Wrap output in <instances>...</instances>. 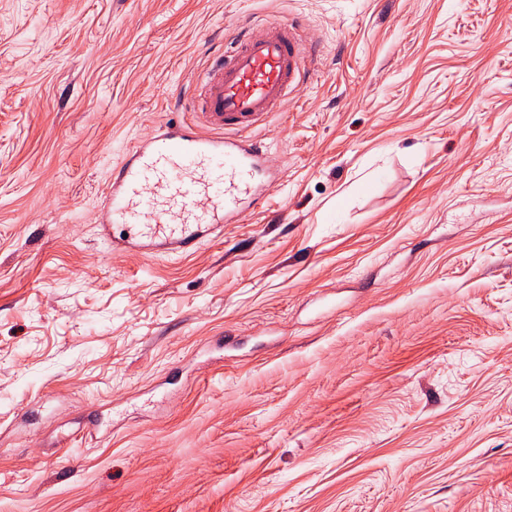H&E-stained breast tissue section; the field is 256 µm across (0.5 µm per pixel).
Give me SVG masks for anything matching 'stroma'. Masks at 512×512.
<instances>
[{"mask_svg": "<svg viewBox=\"0 0 512 512\" xmlns=\"http://www.w3.org/2000/svg\"><path fill=\"white\" fill-rule=\"evenodd\" d=\"M279 20L273 189L109 253L113 166ZM0 512H512V0H0Z\"/></svg>", "mask_w": 512, "mask_h": 512, "instance_id": "35a3bbf8", "label": "stroma"}]
</instances>
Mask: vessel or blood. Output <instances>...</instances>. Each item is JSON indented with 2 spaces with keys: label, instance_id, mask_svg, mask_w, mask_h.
Here are the masks:
<instances>
[{
  "label": "vessel or blood",
  "instance_id": "obj_1",
  "mask_svg": "<svg viewBox=\"0 0 512 512\" xmlns=\"http://www.w3.org/2000/svg\"><path fill=\"white\" fill-rule=\"evenodd\" d=\"M311 70L299 24L240 32L229 54L206 69L190 104L200 125L168 124L141 139L112 169L98 221L116 225L114 253L192 252L207 232L237 221L247 202L274 184L267 148L248 133L279 111Z\"/></svg>",
  "mask_w": 512,
  "mask_h": 512
}]
</instances>
